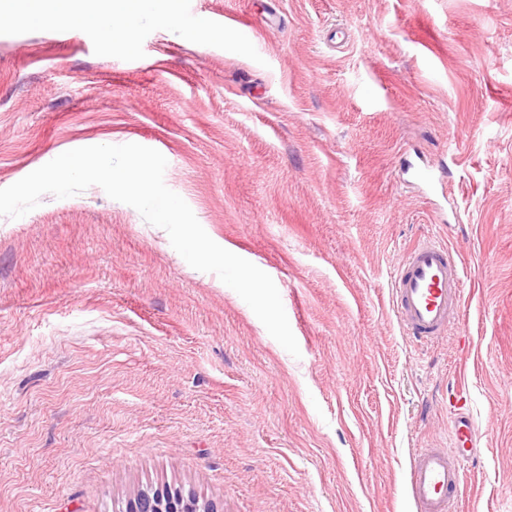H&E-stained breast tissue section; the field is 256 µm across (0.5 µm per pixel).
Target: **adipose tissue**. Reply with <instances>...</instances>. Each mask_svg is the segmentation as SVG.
<instances>
[{
    "label": "adipose tissue",
    "instance_id": "obj_1",
    "mask_svg": "<svg viewBox=\"0 0 512 512\" xmlns=\"http://www.w3.org/2000/svg\"><path fill=\"white\" fill-rule=\"evenodd\" d=\"M179 0H0V24L60 23L104 31L111 45L134 52L142 19L160 17L175 25Z\"/></svg>",
    "mask_w": 512,
    "mask_h": 512
}]
</instances>
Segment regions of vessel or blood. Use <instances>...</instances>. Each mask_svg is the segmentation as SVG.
<instances>
[{"instance_id": "obj_1", "label": "vessel or blood", "mask_w": 512, "mask_h": 512, "mask_svg": "<svg viewBox=\"0 0 512 512\" xmlns=\"http://www.w3.org/2000/svg\"><path fill=\"white\" fill-rule=\"evenodd\" d=\"M463 266L446 244L434 238L414 243L392 277L393 311L409 336L428 344L445 335L463 309ZM451 443L415 453L408 490L416 512H452L462 465L481 442V432L462 402L450 410Z\"/></svg>"}]
</instances>
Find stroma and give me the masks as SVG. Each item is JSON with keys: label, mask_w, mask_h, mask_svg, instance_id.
I'll return each mask as SVG.
<instances>
[{"label": "stroma", "mask_w": 512, "mask_h": 512, "mask_svg": "<svg viewBox=\"0 0 512 512\" xmlns=\"http://www.w3.org/2000/svg\"><path fill=\"white\" fill-rule=\"evenodd\" d=\"M180 13L133 55L0 27V188L66 150H158L207 234L274 280L300 354L100 187L0 217V512L164 485L222 512H416L411 460L447 443L454 387L483 433L455 512H512V0ZM424 235L466 281L426 348L390 288Z\"/></svg>", "instance_id": "obj_1"}]
</instances>
